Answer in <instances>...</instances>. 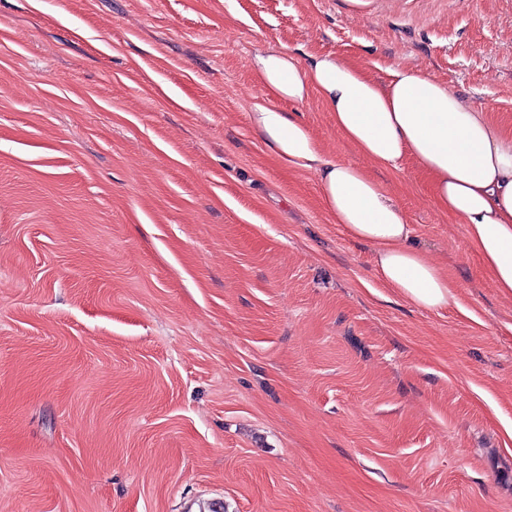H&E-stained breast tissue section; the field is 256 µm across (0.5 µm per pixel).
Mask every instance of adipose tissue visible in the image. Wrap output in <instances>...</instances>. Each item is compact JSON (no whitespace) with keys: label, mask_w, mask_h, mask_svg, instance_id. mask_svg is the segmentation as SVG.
Listing matches in <instances>:
<instances>
[{"label":"adipose tissue","mask_w":512,"mask_h":512,"mask_svg":"<svg viewBox=\"0 0 512 512\" xmlns=\"http://www.w3.org/2000/svg\"><path fill=\"white\" fill-rule=\"evenodd\" d=\"M253 72L267 97L252 114L257 134L275 157L318 176L326 212L352 239L372 246L384 286L427 311L457 301L447 271L413 245L403 209L375 176L408 159L424 176L434 209L466 226L493 284L512 295V134L488 112L414 67H389L380 81L330 55L302 63L270 51L257 56ZM313 93L375 172L326 159L310 129L273 106Z\"/></svg>","instance_id":"1"}]
</instances>
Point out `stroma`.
<instances>
[{"label":"stroma","instance_id":"1","mask_svg":"<svg viewBox=\"0 0 512 512\" xmlns=\"http://www.w3.org/2000/svg\"><path fill=\"white\" fill-rule=\"evenodd\" d=\"M266 50L512 131V0H0V512H512V296L408 160L458 302L382 287L250 124Z\"/></svg>","mask_w":512,"mask_h":512}]
</instances>
